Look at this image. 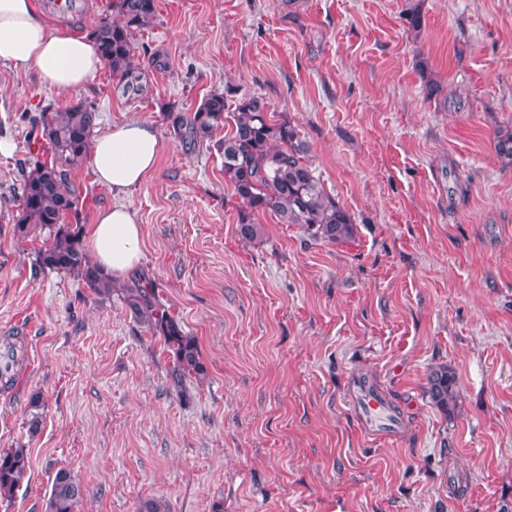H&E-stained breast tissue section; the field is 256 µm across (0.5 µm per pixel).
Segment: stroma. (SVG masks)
<instances>
[{"label":"stroma","mask_w":512,"mask_h":512,"mask_svg":"<svg viewBox=\"0 0 512 512\" xmlns=\"http://www.w3.org/2000/svg\"><path fill=\"white\" fill-rule=\"evenodd\" d=\"M136 36L146 93L45 88L0 64V338L17 337L0 387V451L30 469L0 512H46L67 468L79 512H499L512 502V166L494 133L512 125V0H156ZM422 26L411 30L407 9ZM260 95L309 146L354 241L312 240L270 214L238 233L246 205L211 143L186 152L167 110L207 94ZM92 104L97 132L152 124L155 171L122 200L144 228L141 274L198 342L203 379L174 387L158 337L120 290L94 294L40 269L17 239L29 117ZM69 223L112 204L91 166ZM448 365L443 413L427 376ZM373 384L401 421L365 437L348 404ZM42 400L38 429L29 401Z\"/></svg>","instance_id":"35a3bbf8"}]
</instances>
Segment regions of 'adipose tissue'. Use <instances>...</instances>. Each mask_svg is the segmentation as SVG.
Returning <instances> with one entry per match:
<instances>
[{
  "instance_id": "ef3b65f1",
  "label": "adipose tissue",
  "mask_w": 512,
  "mask_h": 512,
  "mask_svg": "<svg viewBox=\"0 0 512 512\" xmlns=\"http://www.w3.org/2000/svg\"><path fill=\"white\" fill-rule=\"evenodd\" d=\"M0 62L36 69L43 86L59 93L84 88L103 65L93 38L49 23L36 0H0ZM160 151L157 129L132 120L94 136L90 156L97 181L123 193L146 181ZM86 246L105 273L123 279L139 268L144 229L128 205L115 203L97 212Z\"/></svg>"
}]
</instances>
